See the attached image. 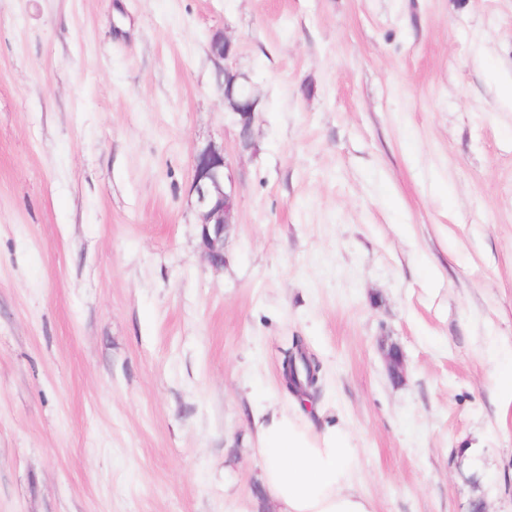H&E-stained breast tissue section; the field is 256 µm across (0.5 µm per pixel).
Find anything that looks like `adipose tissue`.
<instances>
[{"instance_id": "adipose-tissue-1", "label": "adipose tissue", "mask_w": 512, "mask_h": 512, "mask_svg": "<svg viewBox=\"0 0 512 512\" xmlns=\"http://www.w3.org/2000/svg\"><path fill=\"white\" fill-rule=\"evenodd\" d=\"M257 430L262 486L277 512H376L358 486L360 468L351 432L316 425L309 400L251 410Z\"/></svg>"}]
</instances>
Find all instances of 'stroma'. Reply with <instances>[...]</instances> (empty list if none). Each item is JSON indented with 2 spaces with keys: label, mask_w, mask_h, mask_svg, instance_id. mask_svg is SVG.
Returning a JSON list of instances; mask_svg holds the SVG:
<instances>
[{
  "label": "stroma",
  "mask_w": 512,
  "mask_h": 512,
  "mask_svg": "<svg viewBox=\"0 0 512 512\" xmlns=\"http://www.w3.org/2000/svg\"><path fill=\"white\" fill-rule=\"evenodd\" d=\"M296 336L376 512H512V0H0V512H274ZM241 76L231 69L224 67V101H227L234 112L240 116L242 143L247 146L251 138V126L253 114L257 106V99L252 91L242 96L238 92ZM227 166L223 149L208 145L193 158L191 189L196 197L201 226V243L214 267L224 265L225 231L231 224L234 189L225 182Z\"/></svg>",
  "instance_id": "1"
}]
</instances>
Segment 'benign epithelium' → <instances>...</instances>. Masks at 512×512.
Instances as JSON below:
<instances>
[{
    "mask_svg": "<svg viewBox=\"0 0 512 512\" xmlns=\"http://www.w3.org/2000/svg\"><path fill=\"white\" fill-rule=\"evenodd\" d=\"M210 46L212 52L223 60L229 59L232 54V45L222 32L213 35ZM240 79L239 74L224 68V100L240 116V137L242 143L247 145L251 138L257 99L251 92L246 96L239 94ZM226 166L224 151L212 145L199 150L193 158L191 189L199 212L201 243L208 261L214 267L224 266L225 231L231 224L234 209V189L225 182ZM384 358L392 379L403 377L401 349L395 344L389 345L384 349Z\"/></svg>",
    "mask_w": 512,
    "mask_h": 512,
    "instance_id": "7a95c632",
    "label": "benign epithelium"
}]
</instances>
